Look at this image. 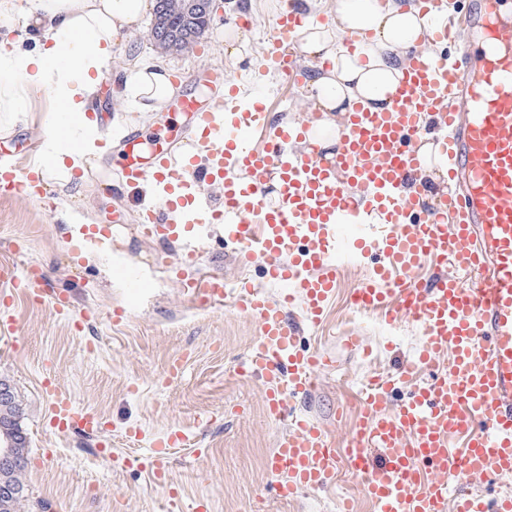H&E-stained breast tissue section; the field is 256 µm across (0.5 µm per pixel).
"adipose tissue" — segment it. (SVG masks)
I'll list each match as a JSON object with an SVG mask.
<instances>
[{
  "label": "adipose tissue",
  "instance_id": "adipose-tissue-1",
  "mask_svg": "<svg viewBox=\"0 0 512 512\" xmlns=\"http://www.w3.org/2000/svg\"><path fill=\"white\" fill-rule=\"evenodd\" d=\"M152 0H0V27L41 31L37 50L20 45L0 52V133L24 121L28 92L50 93L57 112L67 114L79 131L64 145L56 123L45 124L40 150L48 178L69 183L91 167L101 152L103 135L96 109L100 86L112 71V48L140 27ZM433 15L420 12L413 0H336L330 23L306 24L297 34L300 48L318 64L306 79L315 106L324 117L310 138L324 157L336 143L334 113L355 105L382 110L389 104L407 47L428 34ZM357 35L356 50L340 46L343 36ZM176 89L159 66L138 62L124 81V93L141 112L160 111Z\"/></svg>",
  "mask_w": 512,
  "mask_h": 512
}]
</instances>
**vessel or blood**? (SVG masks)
Here are the masks:
<instances>
[{"label":"vessel or blood","mask_w":512,"mask_h":512,"mask_svg":"<svg viewBox=\"0 0 512 512\" xmlns=\"http://www.w3.org/2000/svg\"><path fill=\"white\" fill-rule=\"evenodd\" d=\"M503 3L469 0L462 29L435 25L431 42L448 47L450 57L411 49L388 109L347 113L332 158L288 152L306 140L313 115L280 123L256 150L251 137L265 122L264 104L258 99L250 111L226 113V100L238 93L230 79L221 100L203 107L183 101L202 145L211 149L209 163L198 164L191 153L172 159L166 151L145 150L133 129L124 136L118 179L133 185L149 175L167 188L162 202L142 209L146 233L177 236V212L191 209L194 223L225 225L226 245L259 261L266 278L284 288L274 303L244 281L237 299L260 330L238 372L264 380V410L287 426L270 457L271 470L286 477L280 498L336 480L332 439L288 408L289 396L308 393L330 360L302 347L288 310L302 300L306 323L318 324L336 288L342 226L376 220L386 226L382 251L373 252L367 235L354 243L361 255H372L376 280L354 289L353 302L383 311L389 324L412 319L424 342L411 367L368 378L361 396L367 421L347 435L346 457L377 512H446L450 505L455 512H512L511 491L452 499L447 479L453 471L497 484L512 475V20L502 18ZM304 23L297 0H287L265 55L269 66L291 78L299 67L286 43ZM221 111L226 117L220 122ZM428 116L454 132L438 148L448 157L447 180L456 191L426 207L416 180ZM39 180L36 166L0 169V192L15 194ZM216 184L218 198L204 201ZM448 209L455 223L444 222ZM428 258L436 259L439 273L416 281L413 269ZM24 281L30 298L50 297L58 314L80 324L64 292L42 277ZM185 286L207 308L223 305L228 294L219 274ZM450 351L453 363L441 369ZM44 385L55 432L94 435L102 428L100 417L77 408L54 381ZM452 435L465 439L455 454L448 448ZM187 441L180 431L156 441L145 461L156 477L166 473L171 448ZM375 448L384 459L373 468Z\"/></svg>","instance_id":"1"}]
</instances>
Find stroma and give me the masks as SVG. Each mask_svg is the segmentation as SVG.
I'll use <instances>...</instances> for the list:
<instances>
[{
	"instance_id": "stroma-1",
	"label": "stroma",
	"mask_w": 512,
	"mask_h": 512,
	"mask_svg": "<svg viewBox=\"0 0 512 512\" xmlns=\"http://www.w3.org/2000/svg\"><path fill=\"white\" fill-rule=\"evenodd\" d=\"M281 2L224 0L212 26L183 51L150 41L153 20L145 18L112 52V73L101 85V101L109 106L99 115L101 126L119 129L120 135L135 128L145 138L162 137L175 155L191 145L194 131L177 101L142 114L124 98L122 80L138 59L154 61L173 77L206 66L215 69L217 79L179 86L203 102L221 94L224 78L235 77L240 82L237 111L250 110L259 89L270 123L310 116L304 81L261 71ZM231 20L245 36L243 52L252 67L225 51L222 34ZM28 108L26 123L0 135V161L23 165L36 159L42 126L56 113L42 89L31 90ZM120 135L87 171L83 191L47 179L22 195L0 196V264L44 272L67 290L76 314L92 316L89 328L77 332L56 317L51 302H31L24 289L0 280V380L14 389L18 424L27 437L17 512H193L201 500L210 512H340L338 503L345 497L354 500L356 512H375L343 458L337 461L336 483L327 490L278 497L281 477L269 470L268 459L286 425L266 415L262 382L236 371L259 335L258 325L229 300L219 308L198 306L171 261L190 247L199 255L192 275L219 273L231 285L248 279L273 299L281 290L263 277L258 263L242 262L228 248L215 250L223 225L185 231L175 240L144 234L139 190L113 179ZM64 204L99 229L86 237L84 248L71 246L70 232L56 219ZM120 267L139 274L145 284L139 294L117 275ZM370 277L369 261L341 266L320 327L301 331L307 349L328 354L335 365L320 374L310 396L296 399L295 407L308 411L339 447L362 417L354 402L363 383L374 373L405 367L422 342L421 327L409 319L389 326L376 315L346 323L351 291ZM117 311L123 314L118 322L113 319ZM348 336L359 337L361 349H348ZM177 361L180 376L165 382ZM47 378L55 379L77 406L106 421L111 449L100 448L94 437L53 431L51 399L42 386ZM132 426L142 430L135 443L126 438ZM174 429L186 433L190 443L172 449L164 478L119 464V457L128 454L150 456L154 443Z\"/></svg>"
}]
</instances>
